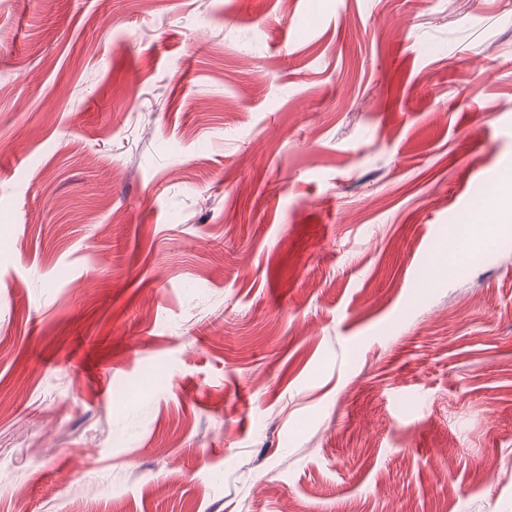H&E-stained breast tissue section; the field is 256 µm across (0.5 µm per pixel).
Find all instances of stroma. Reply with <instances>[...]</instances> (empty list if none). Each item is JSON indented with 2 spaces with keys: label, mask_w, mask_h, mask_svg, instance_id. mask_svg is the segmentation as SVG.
Returning <instances> with one entry per match:
<instances>
[{
  "label": "stroma",
  "mask_w": 512,
  "mask_h": 512,
  "mask_svg": "<svg viewBox=\"0 0 512 512\" xmlns=\"http://www.w3.org/2000/svg\"><path fill=\"white\" fill-rule=\"evenodd\" d=\"M1 471L512 512V0H0Z\"/></svg>",
  "instance_id": "stroma-1"
}]
</instances>
